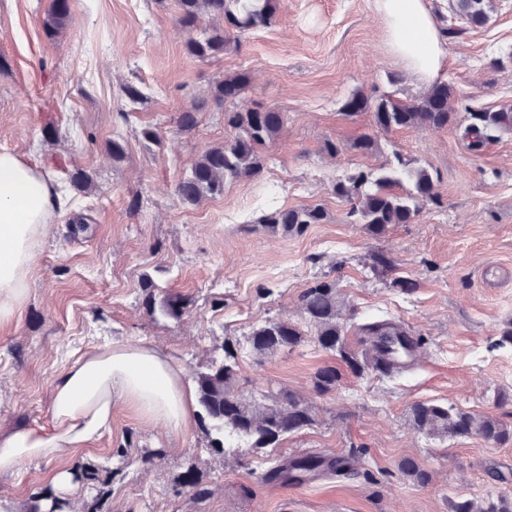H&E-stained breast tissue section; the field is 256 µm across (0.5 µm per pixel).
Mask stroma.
<instances>
[{
  "label": "stroma",
  "instance_id": "35a3bbf8",
  "mask_svg": "<svg viewBox=\"0 0 512 512\" xmlns=\"http://www.w3.org/2000/svg\"><path fill=\"white\" fill-rule=\"evenodd\" d=\"M50 4L0 0V150L41 165L68 201L36 247L18 321L0 325V430L48 425L60 373L116 343L154 346L189 386L235 348L241 391L277 385L313 405L314 423L270 452L241 440L221 453L201 425L170 431L120 408L90 446L6 477L12 493L0 498V512H46L40 494L59 469L72 474L64 512H85L88 470L103 492L100 512H450L460 497L512 500V442L433 438L409 417L414 402L431 401L512 425V345L499 343L512 324V283L484 275L489 265L512 269V134L477 151L464 136L470 112L512 111V0H486V23L446 40L441 79L454 89V121L389 132L374 129L370 113L343 109L356 92L410 100L426 91L390 53L373 0H278L270 26L205 60L186 50L176 0H70L52 40L44 34ZM241 71L250 82L237 109L288 116L268 148L272 160L258 179L184 203L178 183L230 134L211 88ZM130 83L144 91L142 102L125 97ZM192 108L196 128L179 131L178 113ZM366 133L379 149L364 155L352 144ZM116 139L126 148L121 160L112 157ZM397 154L430 171L437 200L375 238L351 222L331 185ZM74 169L89 175V190L69 186ZM272 195L288 208L322 206L327 219L300 236L264 228ZM380 249L415 291L373 274L369 256ZM146 279L188 296V314L150 311ZM320 280L335 282L340 303L357 312L349 352L362 349L358 324L376 318L420 336L418 362L360 378L338 353L310 343L254 355L252 330L269 319L303 323L300 296ZM326 366L340 378L320 393L315 374ZM500 393L507 399L499 405ZM306 453L351 458L353 469L300 484L270 477L277 461ZM406 457L428 471V484L399 470ZM189 469L207 497L184 483Z\"/></svg>",
  "mask_w": 512,
  "mask_h": 512
}]
</instances>
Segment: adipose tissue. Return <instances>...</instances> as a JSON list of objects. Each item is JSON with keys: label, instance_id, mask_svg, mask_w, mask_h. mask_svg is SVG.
<instances>
[{"label": "adipose tissue", "instance_id": "obj_1", "mask_svg": "<svg viewBox=\"0 0 512 512\" xmlns=\"http://www.w3.org/2000/svg\"><path fill=\"white\" fill-rule=\"evenodd\" d=\"M390 53L423 84L445 62L444 39L427 0H374ZM64 201L53 180L17 153L0 151V324L16 320L29 296L36 253ZM134 410L146 423L174 431L193 426L196 394L173 362L149 345H115L77 360L59 376L51 426L0 431V476L21 464L72 455L112 425V412Z\"/></svg>", "mask_w": 512, "mask_h": 512}]
</instances>
